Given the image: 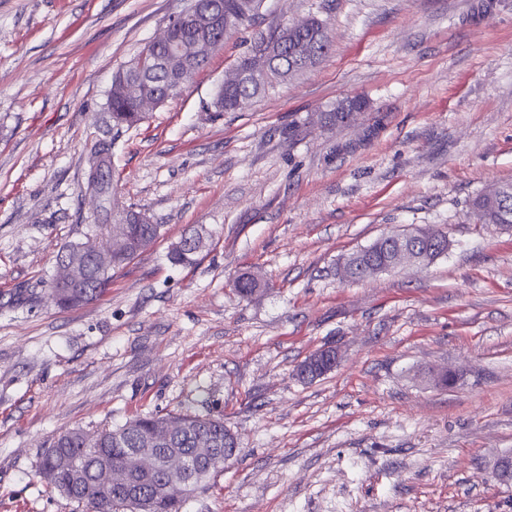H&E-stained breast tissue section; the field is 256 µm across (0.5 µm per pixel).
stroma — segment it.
<instances>
[{"instance_id": "stroma-1", "label": "stroma", "mask_w": 512, "mask_h": 512, "mask_svg": "<svg viewBox=\"0 0 512 512\" xmlns=\"http://www.w3.org/2000/svg\"><path fill=\"white\" fill-rule=\"evenodd\" d=\"M190 0H0V512H91L48 487L60 432L139 415L223 417L233 460L183 512H512V224L468 204L512 183V0H263L136 129L112 76ZM317 15L306 73L216 115V86L268 26ZM362 96L357 122L321 113ZM112 145L114 197L89 162ZM163 225L97 300L49 294L62 248L113 203ZM413 226L446 255L342 282L344 258ZM190 234L189 265L168 259ZM266 286L243 299L244 271ZM333 345L308 382L294 368ZM452 371L442 389L428 372ZM503 208L495 209L490 207L484 194L476 195L469 203L470 213L476 224H512V198L508 204L510 216H508L507 220L504 219L507 212H504Z\"/></svg>"}]
</instances>
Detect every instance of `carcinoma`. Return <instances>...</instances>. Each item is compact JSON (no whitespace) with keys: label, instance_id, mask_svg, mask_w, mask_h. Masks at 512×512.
Instances as JSON below:
<instances>
[{"label":"carcinoma","instance_id":"1","mask_svg":"<svg viewBox=\"0 0 512 512\" xmlns=\"http://www.w3.org/2000/svg\"><path fill=\"white\" fill-rule=\"evenodd\" d=\"M250 0H201L203 8L215 6L224 13V22L238 23L237 29L256 21L258 12L243 16V7ZM229 33L221 27H210L193 22L175 24L170 30L168 42L163 45L144 46L153 55L168 56L175 65L172 70L165 69L143 72L139 69L136 57H131L121 65L113 75L112 88L107 104L112 117V127L128 130L137 127L146 119V113L139 110L140 100L154 99L164 104L176 97L173 72L182 69V57L191 59L194 68L184 73V82H190L206 65L210 57L224 45ZM272 43L281 46L275 56L273 79L268 85L259 87L250 83L226 85L218 89L216 113L238 112L257 96L273 88L274 85L288 81V76L301 75L304 68H297L299 62L307 57L310 65H315L330 49L328 34L321 31L320 20L311 17L308 26L287 31L279 26L271 27L253 39L250 49L265 51ZM366 104L360 97L347 100L337 106L336 111L324 114L327 123H344L352 119V111ZM470 213L478 224H512V201L508 211L492 208L484 195L479 194L469 203ZM112 221L116 224L130 225L133 242L130 249L112 257V264L106 269L89 267L81 284L72 289H64L51 284V293L57 304L62 307H75L98 298L112 279V272L123 268L139 253L151 247L159 238L161 225L153 224L149 218L129 205L112 210ZM188 238L172 247L169 260L177 265L193 262L197 248L187 246ZM264 286L261 276L252 271L240 273L234 280V291L242 298H251ZM181 423L178 435L169 442L158 444L157 460L169 448L180 451L189 465L184 475V489L155 501L150 512H183L187 498L195 491L207 486L219 469L210 467L205 460L199 459L197 448L199 441L212 442L217 455L224 456V449L237 447V438L224 426V418L211 414H168L165 416L146 415L127 421L116 429H105L95 435H89L81 429H72L59 434L43 455L40 473L47 484L67 498L86 503L93 512H134L128 509L131 492L142 495L151 492L162 477L160 467L153 469H130L128 462L139 449L146 448L155 434V430L166 420ZM118 470L122 475L112 478L108 483L101 480L104 470Z\"/></svg>","mask_w":512,"mask_h":512}]
</instances>
